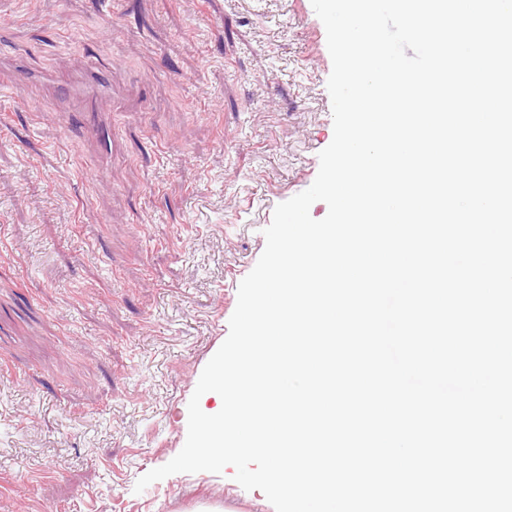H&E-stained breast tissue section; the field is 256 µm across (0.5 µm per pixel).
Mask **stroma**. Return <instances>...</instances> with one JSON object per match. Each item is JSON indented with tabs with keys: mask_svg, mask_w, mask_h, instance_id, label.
I'll return each instance as SVG.
<instances>
[{
	"mask_svg": "<svg viewBox=\"0 0 512 512\" xmlns=\"http://www.w3.org/2000/svg\"><path fill=\"white\" fill-rule=\"evenodd\" d=\"M13 59L103 64L120 146L0 70V512H273L231 466L135 484L183 448L263 231L332 141L311 0H0Z\"/></svg>",
	"mask_w": 512,
	"mask_h": 512,
	"instance_id": "obj_1",
	"label": "stroma"
}]
</instances>
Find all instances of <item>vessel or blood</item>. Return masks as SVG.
Instances as JSON below:
<instances>
[{
  "label": "vessel or blood",
  "mask_w": 512,
  "mask_h": 512,
  "mask_svg": "<svg viewBox=\"0 0 512 512\" xmlns=\"http://www.w3.org/2000/svg\"><path fill=\"white\" fill-rule=\"evenodd\" d=\"M112 85L105 80L100 67H92L79 80L59 94L58 109L62 112H83L87 115L86 136L104 156H112L120 131L100 117V102L111 101Z\"/></svg>",
  "instance_id": "vessel-or-blood-1"
}]
</instances>
